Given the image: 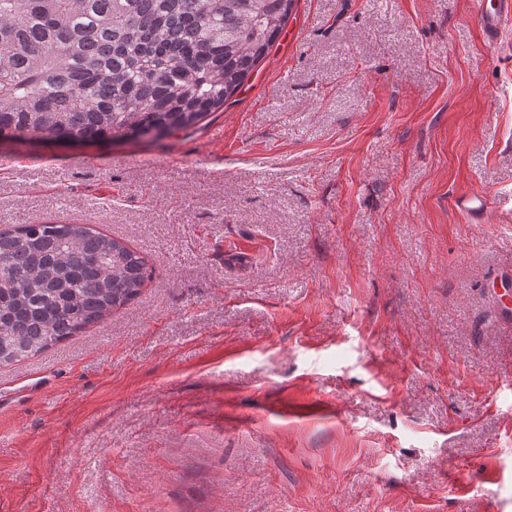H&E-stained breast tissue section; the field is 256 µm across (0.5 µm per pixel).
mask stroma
I'll return each mask as SVG.
<instances>
[{"label": "stroma", "instance_id": "35a3bbf8", "mask_svg": "<svg viewBox=\"0 0 512 512\" xmlns=\"http://www.w3.org/2000/svg\"><path fill=\"white\" fill-rule=\"evenodd\" d=\"M495 2L296 0L195 128L0 143V228L87 224L153 269L0 366V512H512ZM454 205L470 224H483L488 212L492 209L493 200L485 193L472 192L456 197Z\"/></svg>", "mask_w": 512, "mask_h": 512}]
</instances>
